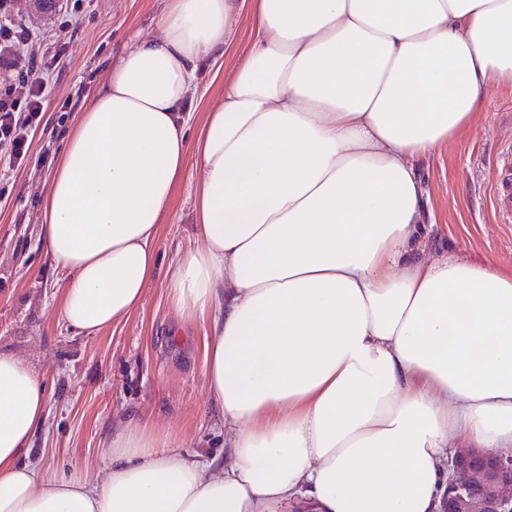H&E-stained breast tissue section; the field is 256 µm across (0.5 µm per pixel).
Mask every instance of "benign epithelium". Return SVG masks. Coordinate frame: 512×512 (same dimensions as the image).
Returning <instances> with one entry per match:
<instances>
[{
  "instance_id": "benign-epithelium-1",
  "label": "benign epithelium",
  "mask_w": 512,
  "mask_h": 512,
  "mask_svg": "<svg viewBox=\"0 0 512 512\" xmlns=\"http://www.w3.org/2000/svg\"><path fill=\"white\" fill-rule=\"evenodd\" d=\"M444 512H512V455L460 449L448 460Z\"/></svg>"
}]
</instances>
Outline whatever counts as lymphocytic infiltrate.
<instances>
[{"label":"lymphocytic infiltrate","mask_w":512,"mask_h":512,"mask_svg":"<svg viewBox=\"0 0 512 512\" xmlns=\"http://www.w3.org/2000/svg\"><path fill=\"white\" fill-rule=\"evenodd\" d=\"M62 0H0V176L31 165H46L49 155H33V136L40 127L48 96L37 62L65 36L57 17Z\"/></svg>","instance_id":"1"}]
</instances>
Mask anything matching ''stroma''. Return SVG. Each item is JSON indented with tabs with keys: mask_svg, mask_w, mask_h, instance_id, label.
I'll list each match as a JSON object with an SVG mask.
<instances>
[{
	"mask_svg": "<svg viewBox=\"0 0 512 512\" xmlns=\"http://www.w3.org/2000/svg\"><path fill=\"white\" fill-rule=\"evenodd\" d=\"M70 3L65 44L58 59L42 66L50 93L35 137L36 148L55 157L128 46L156 35L164 7V0ZM237 64L231 52L221 72L200 67L192 105L196 123L222 100ZM511 138L512 86H492L467 129L419 161L424 221L433 227L435 250L512 268V224L495 223L488 207L490 175L505 162L503 145ZM53 169L49 163L36 179L11 178L0 196V347L19 352L34 366L49 407L30 455L58 476L77 470L102 479L113 435L138 420L169 436L178 449L223 458V421L207 400L203 372L209 325L177 316L166 294L168 267L197 243L192 200L197 169L187 165L174 185L160 226V271L147 284L141 307L93 335L67 330L57 320L61 282L40 233Z\"/></svg>",
	"mask_w": 512,
	"mask_h": 512,
	"instance_id": "35a3bbf8",
	"label": "stroma"
}]
</instances>
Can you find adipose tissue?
<instances>
[{"mask_svg": "<svg viewBox=\"0 0 512 512\" xmlns=\"http://www.w3.org/2000/svg\"><path fill=\"white\" fill-rule=\"evenodd\" d=\"M250 22L194 127L198 64ZM512 85V0H166L80 114L48 182L60 318L140 307L187 156L196 246L170 268L209 320L223 461L131 425L104 481L22 462L47 398L0 351V512H438L451 444L512 449V272L433 251L417 161ZM196 137H189V130Z\"/></svg>", "mask_w": 512, "mask_h": 512, "instance_id": "obj_1", "label": "adipose tissue"}]
</instances>
